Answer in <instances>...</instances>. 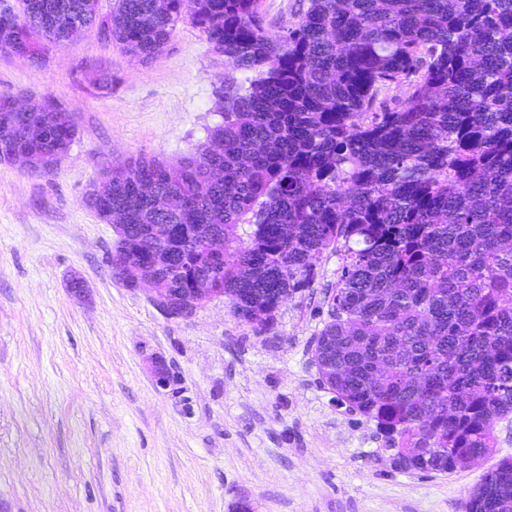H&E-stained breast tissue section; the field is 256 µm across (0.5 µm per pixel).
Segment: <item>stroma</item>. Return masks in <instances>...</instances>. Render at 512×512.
<instances>
[{"label": "stroma", "mask_w": 512, "mask_h": 512, "mask_svg": "<svg viewBox=\"0 0 512 512\" xmlns=\"http://www.w3.org/2000/svg\"><path fill=\"white\" fill-rule=\"evenodd\" d=\"M101 70L111 88L94 84ZM228 70L186 20L149 61L93 27L39 65L0 51V96H52L76 124L50 173L0 161V512H466L512 456V419L495 426L494 456L450 474L394 470L375 422L341 405L312 360L337 257L260 333L228 299L172 318L115 278L116 234L86 201L94 181L195 151L222 121Z\"/></svg>", "instance_id": "stroma-1"}]
</instances>
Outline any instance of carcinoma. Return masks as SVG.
Instances as JSON below:
<instances>
[{
  "instance_id": "1",
  "label": "carcinoma",
  "mask_w": 512,
  "mask_h": 512,
  "mask_svg": "<svg viewBox=\"0 0 512 512\" xmlns=\"http://www.w3.org/2000/svg\"><path fill=\"white\" fill-rule=\"evenodd\" d=\"M29 4L27 17L0 13V50L34 63L76 19L144 61L186 19L231 66L222 122L195 152L117 164L93 185L122 264L180 296L200 274L259 333L338 257L312 355L323 384L376 423L396 470L451 474L491 452L495 421L512 415V0H307L284 34L262 0H113L102 17L98 0ZM413 74L401 107L375 111L380 88ZM6 104L0 155L39 118L41 165L19 168L47 172L75 137L71 116ZM211 167L223 182L158 212L156 198ZM466 508L512 512V459Z\"/></svg>"
}]
</instances>
